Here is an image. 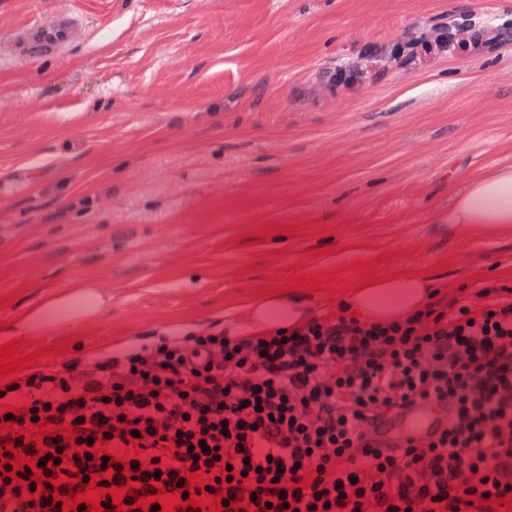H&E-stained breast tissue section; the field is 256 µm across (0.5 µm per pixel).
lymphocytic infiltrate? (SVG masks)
Segmentation results:
<instances>
[{
  "label": "lymphocytic infiltrate",
  "mask_w": 512,
  "mask_h": 512,
  "mask_svg": "<svg viewBox=\"0 0 512 512\" xmlns=\"http://www.w3.org/2000/svg\"><path fill=\"white\" fill-rule=\"evenodd\" d=\"M507 38L512 27L482 21L406 31L338 60L327 82L364 89L428 43L480 55ZM410 399L453 406L441 434L395 454L369 443L370 415ZM7 404L10 422L52 429L0 445L40 455L47 479L66 458L85 484L111 467V484L132 487L127 506L160 488L188 500L194 473L222 512H512V283L388 323L340 309L291 328L203 330L108 363L45 364L0 380ZM121 448L128 462L114 459ZM10 468L0 463V512H62L69 483L40 487L30 468Z\"/></svg>",
  "instance_id": "obj_1"
}]
</instances>
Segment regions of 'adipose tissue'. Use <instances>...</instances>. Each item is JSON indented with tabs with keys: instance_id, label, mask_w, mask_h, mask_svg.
I'll list each match as a JSON object with an SVG mask.
<instances>
[{
	"instance_id": "obj_1",
	"label": "adipose tissue",
	"mask_w": 512,
	"mask_h": 512,
	"mask_svg": "<svg viewBox=\"0 0 512 512\" xmlns=\"http://www.w3.org/2000/svg\"><path fill=\"white\" fill-rule=\"evenodd\" d=\"M452 224H512V167L492 170L472 182L448 212ZM435 294L432 279L424 274L365 280L345 294L344 306L360 311L362 318L387 321L425 305ZM102 295L90 284L70 293L45 299L13 326L16 333L31 335L63 326L74 319L97 314ZM255 327L292 326L310 319L312 310L298 296L287 301L257 300L250 308Z\"/></svg>"
}]
</instances>
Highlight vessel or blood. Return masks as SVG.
Wrapping results in <instances>:
<instances>
[{
    "label": "vessel or blood",
    "mask_w": 512,
    "mask_h": 512,
    "mask_svg": "<svg viewBox=\"0 0 512 512\" xmlns=\"http://www.w3.org/2000/svg\"><path fill=\"white\" fill-rule=\"evenodd\" d=\"M84 34L81 15L73 9H61L17 28L5 44L0 58L17 65L34 63L48 55H57ZM452 413L447 402L415 400L402 407L373 414L367 425L369 438L386 448H403L410 442L436 436Z\"/></svg>",
    "instance_id": "vessel-or-blood-1"
}]
</instances>
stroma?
<instances>
[{
    "label": "stroma",
    "mask_w": 512,
    "mask_h": 512,
    "mask_svg": "<svg viewBox=\"0 0 512 512\" xmlns=\"http://www.w3.org/2000/svg\"><path fill=\"white\" fill-rule=\"evenodd\" d=\"M63 7L82 41L0 61V329L110 288L72 326L0 332L17 357L245 332L278 285L324 313L371 278L422 273L444 296L512 281L511 224L448 221L472 180L512 166V43L322 85L401 30L511 24L512 0H0V36ZM104 302V298L95 288L84 283L66 295L45 299L24 314L11 329L22 335L40 333L63 326L79 317L95 315L101 310Z\"/></svg>",
    "instance_id": "35a3bbf8"
}]
</instances>
